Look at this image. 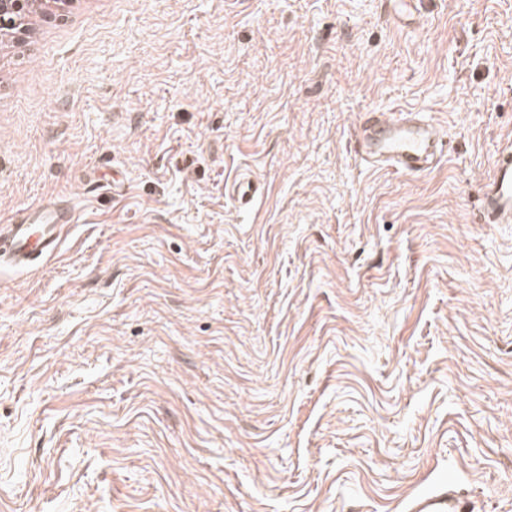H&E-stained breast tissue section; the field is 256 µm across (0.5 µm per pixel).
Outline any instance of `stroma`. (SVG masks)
<instances>
[{"label": "stroma", "instance_id": "35a3bbf8", "mask_svg": "<svg viewBox=\"0 0 512 512\" xmlns=\"http://www.w3.org/2000/svg\"><path fill=\"white\" fill-rule=\"evenodd\" d=\"M443 129L368 166L366 113ZM512 0H74L0 40V512H512ZM257 191L233 193L241 178ZM446 143L431 119L397 110L390 116L370 112L361 123L356 151L373 167L422 174L440 161ZM479 212L481 224H512V144L496 155L482 182ZM73 210L58 202L26 206L15 221L0 225V268H27L54 256L60 249L65 224H75ZM408 512H471L469 501L456 490L455 482L410 500Z\"/></svg>", "mask_w": 512, "mask_h": 512}]
</instances>
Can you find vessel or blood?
Returning <instances> with one entry per match:
<instances>
[{
	"instance_id": "b4317fda",
	"label": "vessel or blood",
	"mask_w": 512,
	"mask_h": 512,
	"mask_svg": "<svg viewBox=\"0 0 512 512\" xmlns=\"http://www.w3.org/2000/svg\"><path fill=\"white\" fill-rule=\"evenodd\" d=\"M445 149L434 121L410 110L383 116L368 113L356 137V151L373 167L422 174L433 169ZM480 221L512 224V144L494 158L481 185ZM73 210L58 202L26 206L12 222L0 225V267L27 268L54 256L65 225L75 223ZM407 512H471L469 501L447 484L410 500Z\"/></svg>"
}]
</instances>
